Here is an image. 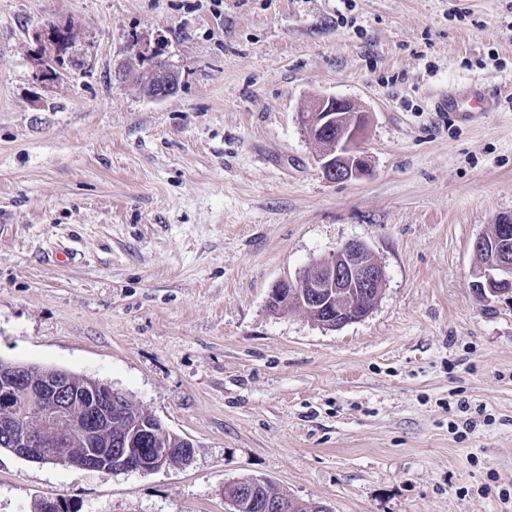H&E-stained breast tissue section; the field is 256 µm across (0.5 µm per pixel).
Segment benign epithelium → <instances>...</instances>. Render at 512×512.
Instances as JSON below:
<instances>
[{
    "mask_svg": "<svg viewBox=\"0 0 512 512\" xmlns=\"http://www.w3.org/2000/svg\"><path fill=\"white\" fill-rule=\"evenodd\" d=\"M40 54L38 78L52 73L51 66L61 57V46L53 30L42 28L34 33ZM302 126L310 141L321 131L336 127L333 144L317 150L316 160L323 175L331 181H351L362 178L369 169L363 150L368 123L367 113L354 101L329 95L313 98L299 113ZM368 246L349 241L326 256L311 261L306 275L317 290L336 289V299L346 296L347 288L368 289L385 279V271L377 259L365 261L361 253ZM473 288L478 296L488 293L500 298L512 297V257L508 248L494 255L490 262L474 273ZM370 313L362 308L341 306L336 321L323 326L338 329L359 321ZM72 377L61 369L25 366L18 372L0 374V395L7 396L20 384L26 385L28 399L36 411L18 418L16 409L7 401L0 402V428L8 437L14 455L41 463L62 462V449L51 447L52 438L60 436L59 422H67L81 434L85 447L72 458L79 469L108 473L112 470L150 473L174 464L175 459L165 449L150 457L132 452L129 448L112 446V412L120 409L117 396L122 391L93 377L83 378V394H70Z\"/></svg>",
    "mask_w": 512,
    "mask_h": 512,
    "instance_id": "1",
    "label": "benign epithelium"
}]
</instances>
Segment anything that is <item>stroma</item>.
Here are the masks:
<instances>
[{
    "label": "stroma",
    "mask_w": 512,
    "mask_h": 512,
    "mask_svg": "<svg viewBox=\"0 0 512 512\" xmlns=\"http://www.w3.org/2000/svg\"><path fill=\"white\" fill-rule=\"evenodd\" d=\"M75 62L40 82L34 31ZM149 40L180 76L133 77ZM469 87L490 112H436ZM369 114L331 182L299 112ZM512 215V0H0V359L109 383L194 444L150 474L0 451V512H224L270 480L329 512H506L512 302L472 286ZM350 240L385 282L330 330L268 293Z\"/></svg>",
    "instance_id": "35a3bbf8"
}]
</instances>
